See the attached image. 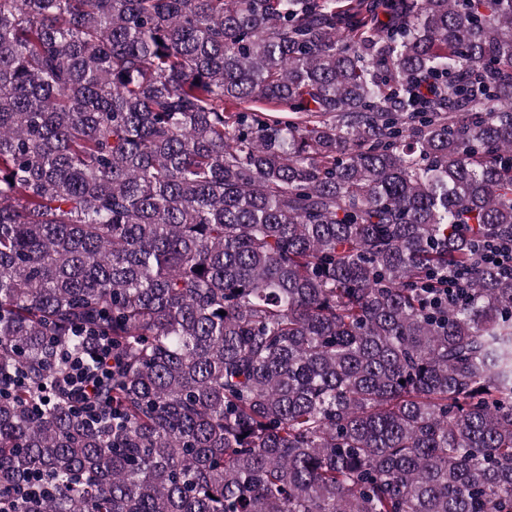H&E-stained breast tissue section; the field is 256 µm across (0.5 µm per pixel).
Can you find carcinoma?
<instances>
[{"mask_svg": "<svg viewBox=\"0 0 512 512\" xmlns=\"http://www.w3.org/2000/svg\"><path fill=\"white\" fill-rule=\"evenodd\" d=\"M476 241L512 0H0V512H512Z\"/></svg>", "mask_w": 512, "mask_h": 512, "instance_id": "obj_1", "label": "carcinoma"}]
</instances>
